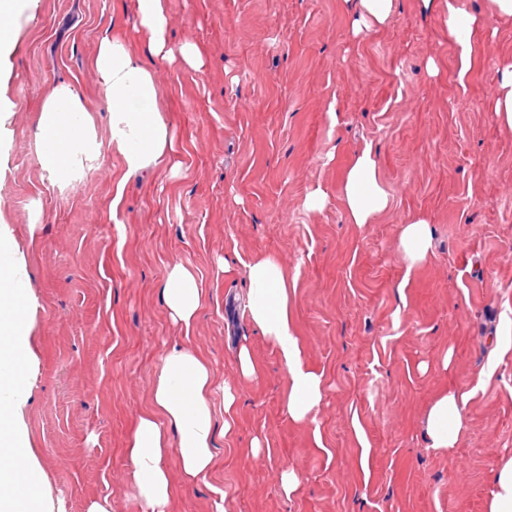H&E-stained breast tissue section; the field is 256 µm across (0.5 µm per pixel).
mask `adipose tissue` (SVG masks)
Returning a JSON list of instances; mask_svg holds the SVG:
<instances>
[{"label": "adipose tissue", "instance_id": "obj_1", "mask_svg": "<svg viewBox=\"0 0 512 512\" xmlns=\"http://www.w3.org/2000/svg\"><path fill=\"white\" fill-rule=\"evenodd\" d=\"M438 4L447 16L455 46L457 75L466 79L475 67L486 20L469 8V0H422ZM39 0H0V152L10 134L13 104L7 79L12 69L22 19L32 17ZM135 29L150 56L181 59L192 68L202 61L193 45L171 47L167 0H135ZM109 112V138L101 140L94 116L71 85H55L44 97L37 117L40 162L54 182L73 184L93 169L103 151L118 155L123 179L169 162L174 136L158 103L154 72L127 41L112 31L100 36L93 58ZM340 201L348 223H376L389 210L391 197L381 181L371 147L353 155L340 185ZM428 221L413 218L401 228L398 248L405 270L426 263L432 254ZM250 300L244 309L288 372L286 409L297 422L314 420L323 400V375L305 359L293 316L294 281L273 256L245 261ZM161 296L172 321L191 331L206 294L197 272L172 263ZM38 305L31 289L26 256L10 225L0 220V456L10 465L0 470V512H55L44 493L46 477L31 448L23 418L28 389L21 361H33L30 318ZM215 377L209 361L176 344L165 354L154 381L150 406L137 418L126 454L129 477L146 512H168L172 483L167 466L177 454L185 482L207 477L215 466L216 430L211 406ZM466 396L456 389L441 391L432 401L425 423L428 448L453 455L465 427Z\"/></svg>", "mask_w": 512, "mask_h": 512}]
</instances>
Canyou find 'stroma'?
I'll return each instance as SVG.
<instances>
[{
  "instance_id": "1",
  "label": "stroma",
  "mask_w": 512,
  "mask_h": 512,
  "mask_svg": "<svg viewBox=\"0 0 512 512\" xmlns=\"http://www.w3.org/2000/svg\"><path fill=\"white\" fill-rule=\"evenodd\" d=\"M351 18L347 0H168L171 45L194 44L205 61L199 70L150 61L179 174L162 165L124 182L108 153L70 185L41 167L35 116L68 83L106 136L91 58L109 28L143 52L134 0H40L23 22L0 217L38 299L24 420L64 512L104 497L112 512H142L126 445L177 342L213 368L216 427L225 387L239 408L206 478L183 483L170 456V512H484L490 470L512 450V349L478 381L488 336L512 320V129L491 112L500 66L512 60V19L489 18L462 81L446 17L422 0H397L387 27L357 36ZM367 146L392 203L360 227L347 223L339 188ZM318 189L325 206L307 209ZM417 216L430 224L433 254L408 274L398 240ZM263 254L295 280L297 335L324 375L310 423L289 418L287 370L243 314L240 266ZM178 260L206 288L187 336L160 293ZM243 344L260 378L239 375ZM447 387L470 395L449 458L424 438L428 406ZM256 437L264 451L246 454ZM286 470L301 480L290 497Z\"/></svg>"
}]
</instances>
